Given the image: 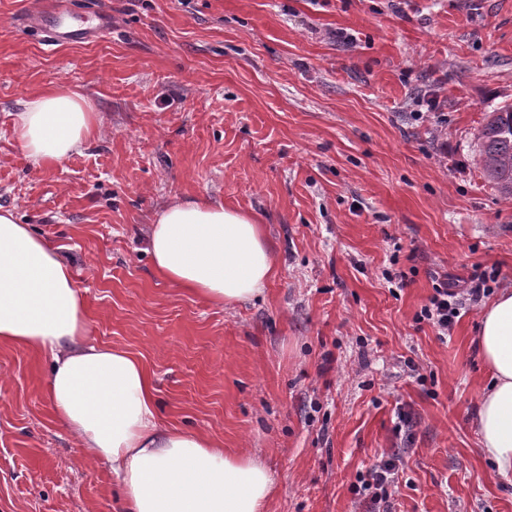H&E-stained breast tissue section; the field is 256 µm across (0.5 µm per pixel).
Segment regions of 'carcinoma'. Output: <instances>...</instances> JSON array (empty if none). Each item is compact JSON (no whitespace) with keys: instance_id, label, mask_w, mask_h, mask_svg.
Instances as JSON below:
<instances>
[{"instance_id":"1","label":"carcinoma","mask_w":512,"mask_h":512,"mask_svg":"<svg viewBox=\"0 0 512 512\" xmlns=\"http://www.w3.org/2000/svg\"><path fill=\"white\" fill-rule=\"evenodd\" d=\"M478 163L503 199L512 202V106L491 112L478 135Z\"/></svg>"}]
</instances>
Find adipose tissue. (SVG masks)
Here are the masks:
<instances>
[{
	"label": "adipose tissue",
	"instance_id": "ef3b65f1",
	"mask_svg": "<svg viewBox=\"0 0 512 512\" xmlns=\"http://www.w3.org/2000/svg\"><path fill=\"white\" fill-rule=\"evenodd\" d=\"M104 125L82 93L54 84L31 93L14 114L13 135L34 166L49 169ZM158 276L215 305L263 294L277 265L248 213L197 198H175L148 232ZM478 344L489 382L479 400L482 455L512 475V289L482 310ZM0 345L30 350L49 365L47 389L58 422L86 458L107 464L125 512H266L276 479L249 454L204 435L162 426L151 373L127 349L96 342L69 265L31 225L0 210Z\"/></svg>",
	"mask_w": 512,
	"mask_h": 512
}]
</instances>
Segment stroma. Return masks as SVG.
<instances>
[{
  "label": "stroma",
  "instance_id": "1",
  "mask_svg": "<svg viewBox=\"0 0 512 512\" xmlns=\"http://www.w3.org/2000/svg\"><path fill=\"white\" fill-rule=\"evenodd\" d=\"M40 0H0V206L57 248L91 336L142 356L159 418L260 454L267 512H512L478 452L482 305L439 336L438 280L512 289V202L475 161L512 103V0H69L110 21L47 50ZM63 83L107 122L32 165L12 114ZM253 214L278 274L216 306L159 280L146 231L172 198ZM47 362L0 346V512H120L109 468L55 419ZM399 460L381 459L374 467L368 471L359 481L357 493H363L373 504L383 503L385 508L374 511L391 512L389 499L391 494L389 487L395 483L396 475L399 470Z\"/></svg>",
  "mask_w": 512,
  "mask_h": 512
}]
</instances>
